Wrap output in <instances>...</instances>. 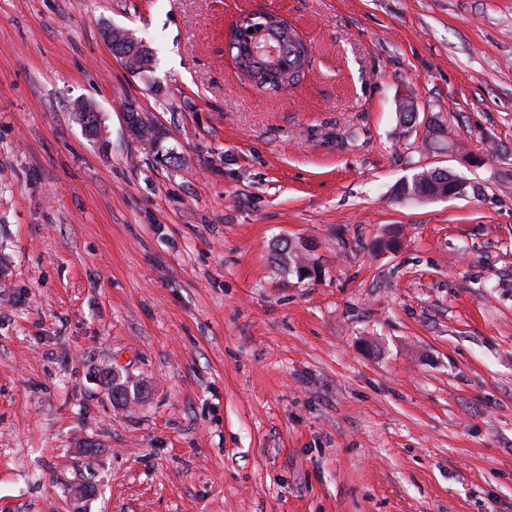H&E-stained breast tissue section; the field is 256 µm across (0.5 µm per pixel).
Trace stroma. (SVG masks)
I'll return each instance as SVG.
<instances>
[{
  "label": "stroma",
  "instance_id": "obj_1",
  "mask_svg": "<svg viewBox=\"0 0 512 512\" xmlns=\"http://www.w3.org/2000/svg\"><path fill=\"white\" fill-rule=\"evenodd\" d=\"M248 11L296 88L236 70ZM0 512H512V0H0ZM237 29H244L241 38ZM252 29V32H249ZM250 45L256 49L267 46L275 52L255 58ZM228 51L237 69L256 86L274 93L293 88L308 66L309 51L296 31L276 15L262 18L245 17L229 32ZM105 41L108 43L115 57L119 58L124 63L126 62L127 55L124 53L123 45L131 39V34L121 27L112 26L104 33ZM151 62V57L132 55L125 63L129 68L141 70L144 66ZM132 113H138L135 106L130 104L126 109V123L128 127V131L137 139L141 141H146L147 139L153 140L151 134L153 131L158 130L156 125L146 119H144L141 115L135 116V119L132 117ZM139 119V121H137ZM456 188V179L446 173L438 172L436 168H422L414 173L411 179H405L397 186L398 196L415 202H425L434 199L446 190ZM283 245L279 247L280 262L288 273L295 272L298 277L302 276V271L308 268H315L314 263L302 251V245H295L292 242L282 241Z\"/></svg>",
  "mask_w": 512,
  "mask_h": 512
}]
</instances>
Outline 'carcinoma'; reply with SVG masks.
Here are the masks:
<instances>
[{"label": "carcinoma", "mask_w": 512, "mask_h": 512, "mask_svg": "<svg viewBox=\"0 0 512 512\" xmlns=\"http://www.w3.org/2000/svg\"><path fill=\"white\" fill-rule=\"evenodd\" d=\"M273 48L268 54L254 57L251 48ZM228 51L237 69L256 86L274 93L293 88L308 66L309 51L296 31L276 15L265 18L245 17L229 32ZM456 188L455 177L423 168L397 186L398 196L415 202L434 199L438 194ZM280 262L285 271L302 275L314 263L302 251V246L285 242L279 247ZM107 384L111 385L112 400L127 401L131 393L129 377L115 369Z\"/></svg>", "instance_id": "carcinoma-1"}]
</instances>
